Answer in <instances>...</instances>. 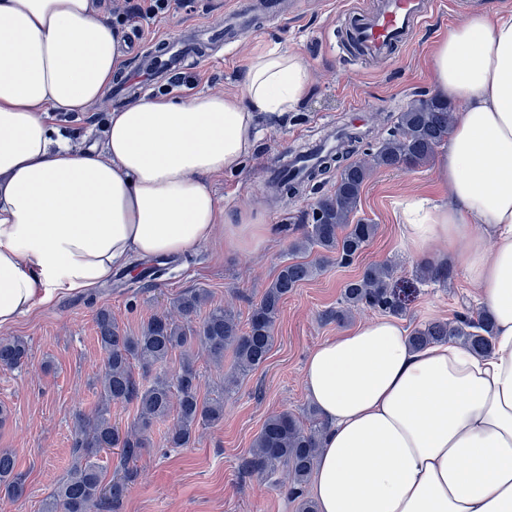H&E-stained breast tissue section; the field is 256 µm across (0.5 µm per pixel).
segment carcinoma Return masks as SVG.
Listing matches in <instances>:
<instances>
[{
  "label": "carcinoma",
  "mask_w": 512,
  "mask_h": 512,
  "mask_svg": "<svg viewBox=\"0 0 512 512\" xmlns=\"http://www.w3.org/2000/svg\"><path fill=\"white\" fill-rule=\"evenodd\" d=\"M448 103L434 95L420 94L399 113L397 128L388 134L371 162L344 165L334 194L322 198L295 251L318 248L336 254V263L351 264L374 237L377 225L352 223L362 187L374 168L407 165L415 167L431 158L436 148L448 140L452 128ZM365 134L344 130L343 142L335 154L324 158L304 182L286 175L274 185L276 197H297L305 185L316 180L327 164L356 152ZM321 269L301 262L283 264L252 309L247 329L240 328L235 313L221 305L209 308L203 320L192 323L208 304V295L194 291L176 304V314H164L149 320L136 335L125 331L102 307L97 313L98 343L105 355L100 376V402L90 416L76 417L71 465L56 489L46 498L42 512H118L121 501L136 472L130 462L140 457L148 443L144 434L151 426L176 413V420L164 433L167 448H186L196 428L219 423L224 418L222 398L202 399L201 375L195 366L193 347H202L210 360L224 362V350L230 348L235 372L245 375L265 363L273 347V327L288 295L304 280ZM391 270L386 265H370L356 279L344 285L342 307L330 312L340 322L354 307H367L383 313L403 310L400 294L389 286ZM494 323L488 313L477 320L460 317L458 324L433 322L416 329L409 342L414 348L458 339L470 351L488 354L494 348ZM180 353V368L169 376L166 367L174 353ZM29 348L18 336L0 337V366L14 368L28 359ZM138 364L148 380L137 379L132 364ZM133 404L137 415L126 431L112 423V402ZM321 426L304 425L293 413L284 411L265 419L252 443L245 467L253 474L278 485L276 474L283 468L290 478L289 493L298 501V512H317L313 500L304 496L319 451ZM120 449L116 467L119 476L104 481L101 452ZM25 492V476L16 468L15 456L0 451V494L19 499Z\"/></svg>",
  "instance_id": "cac0c4a2"
}]
</instances>
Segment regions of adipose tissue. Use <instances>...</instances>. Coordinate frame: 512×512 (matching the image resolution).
Returning <instances> with one entry per match:
<instances>
[{
	"label": "adipose tissue",
	"mask_w": 512,
	"mask_h": 512,
	"mask_svg": "<svg viewBox=\"0 0 512 512\" xmlns=\"http://www.w3.org/2000/svg\"><path fill=\"white\" fill-rule=\"evenodd\" d=\"M120 28L90 0H0V328L108 280L130 257L178 256L223 230L254 252L261 215L226 221L213 176L241 168L263 114L310 87L295 54L251 59L242 93L146 97L112 112L103 149H74L81 112L126 67ZM437 97L460 112L436 177L448 199H407L420 260L457 257L494 321L495 347L413 348L382 316L322 343L304 383L325 427L308 493L318 512H512V15L449 26Z\"/></svg>",
	"instance_id": "adipose-tissue-1"
}]
</instances>
